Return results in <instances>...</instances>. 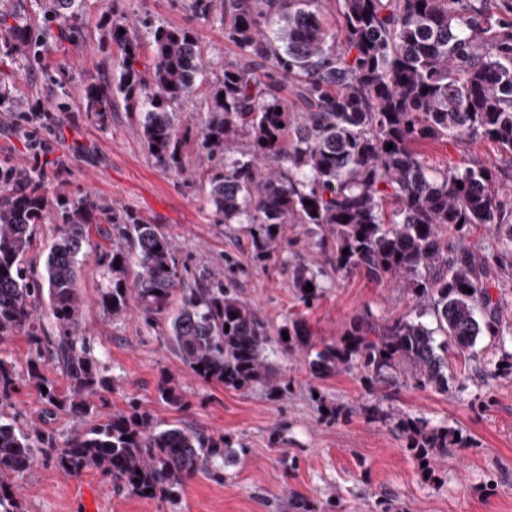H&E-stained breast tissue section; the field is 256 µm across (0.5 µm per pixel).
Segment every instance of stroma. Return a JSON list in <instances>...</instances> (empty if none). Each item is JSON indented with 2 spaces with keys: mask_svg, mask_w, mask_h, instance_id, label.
Listing matches in <instances>:
<instances>
[{
  "mask_svg": "<svg viewBox=\"0 0 512 512\" xmlns=\"http://www.w3.org/2000/svg\"><path fill=\"white\" fill-rule=\"evenodd\" d=\"M116 9L127 21L192 29L220 74L236 49L221 27L196 19L181 0H85L75 41H47L39 58L8 46L0 31V72L11 81L10 109L0 111V172L41 168L50 192L72 198L91 192L169 237L189 279L237 265L238 291L270 328L289 318L305 319L319 342L336 343L357 316L376 322L406 312L410 294L393 283L360 275L328 273L321 295L304 305L292 284L293 267L309 263L312 237L298 224L282 225V250L259 258L254 225L219 224L204 202L207 168L196 140L184 149L187 171L160 165L140 141L139 115L112 113L107 121L85 108L84 90L101 83L116 49L103 38V15ZM431 164L445 166L470 157L505 164L497 146L483 141L436 143L426 147ZM103 270L87 259L77 283L82 300L80 330L90 337L95 358L110 380L95 401L102 416L139 402L159 427L188 426L224 436L231 453L224 479L188 478L180 498L137 497L95 470L68 475L39 459L9 480L22 512H84L95 498L96 512H512V377L496 376L494 364L512 354V267L504 266L491 294L502 307L500 336L479 337L468 358L449 354L456 372L447 392L415 387L400 374L370 388L361 366L330 376L313 375L304 352L273 338L268 360L287 392L257 386L234 390L196 378L182 363L161 328L147 327L136 309L118 319L97 303ZM170 378L188 408L161 400L156 386ZM380 405L448 427L457 444L439 457L432 478L393 425L368 422L359 407ZM339 412L323 418L321 407ZM9 422L25 431H52L58 444L84 426L68 414L47 413L38 391L18 383L4 405Z\"/></svg>",
  "mask_w": 512,
  "mask_h": 512,
  "instance_id": "stroma-1",
  "label": "stroma"
}]
</instances>
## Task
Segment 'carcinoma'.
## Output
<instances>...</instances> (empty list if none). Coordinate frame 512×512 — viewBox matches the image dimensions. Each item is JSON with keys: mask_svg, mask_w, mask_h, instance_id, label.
<instances>
[{"mask_svg": "<svg viewBox=\"0 0 512 512\" xmlns=\"http://www.w3.org/2000/svg\"><path fill=\"white\" fill-rule=\"evenodd\" d=\"M83 2L44 0L43 7L66 26ZM326 2L189 0L194 17L221 27L237 54L207 82L204 111L183 126L179 112L210 65L195 33L145 22L138 28L105 15L102 29L117 55L112 75L86 89V110L104 119L121 103L139 113L148 153L176 174L186 172L185 136L195 125L208 162L205 201L218 224L255 225L260 256L278 251L280 225L311 228L321 261L292 274L305 305L320 296L329 269L411 293L409 311L381 324L359 318L336 343L315 352L313 374L348 371L359 360L370 385L399 372L418 388L445 392L448 362L441 352L463 353L480 336L502 335L500 304L490 288L503 259L512 257V206L502 199L512 162L506 172L474 158L437 169L427 165L423 147L482 140L512 159V0H336L332 24L324 19ZM12 19L13 45H29L30 29L21 17ZM145 48L151 52L146 61ZM242 136L250 149L236 155L233 144ZM50 215L58 236L44 272L35 275L26 255L34 226ZM92 225L112 242V250L97 256L107 275L99 297L105 314L119 318L137 302L143 322L162 326L203 382L288 391L267 362L269 326L239 297L233 263L228 274L192 287L159 225L88 193L53 197L34 170L0 185V341L27 332L25 381L50 410L92 417L91 398L109 384L78 328L82 302L74 292L92 251ZM478 225L493 228V243L466 241ZM45 301L52 336L38 333L32 320ZM427 316L436 328L426 325ZM278 331L287 332L285 344L307 354L317 345L303 319ZM437 332L444 336L440 344ZM48 361L64 369L68 394L43 374ZM15 385L14 367L1 359L0 406ZM156 393L179 409L185 405L165 379ZM364 411L374 422L398 420L408 447L425 463L422 470L434 473L430 454L448 448V429L376 405ZM227 448L222 436L157 428L137 402L62 448L50 431L25 432L0 420V512H21L4 477L29 470L40 454L54 455L66 474L96 469L138 497L176 501L196 473L224 478L216 460L226 458Z\"/></svg>", "mask_w": 512, "mask_h": 512, "instance_id": "carcinoma-1", "label": "carcinoma"}]
</instances>
